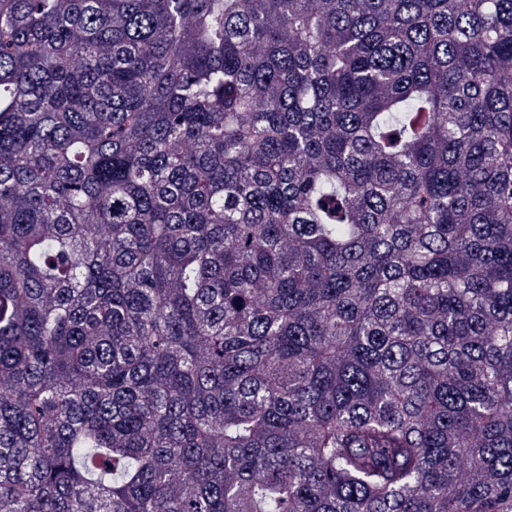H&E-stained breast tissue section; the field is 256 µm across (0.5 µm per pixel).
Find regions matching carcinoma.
<instances>
[{
	"mask_svg": "<svg viewBox=\"0 0 512 512\" xmlns=\"http://www.w3.org/2000/svg\"><path fill=\"white\" fill-rule=\"evenodd\" d=\"M0 512H512V0H0Z\"/></svg>",
	"mask_w": 512,
	"mask_h": 512,
	"instance_id": "cac0c4a2",
	"label": "carcinoma"
}]
</instances>
